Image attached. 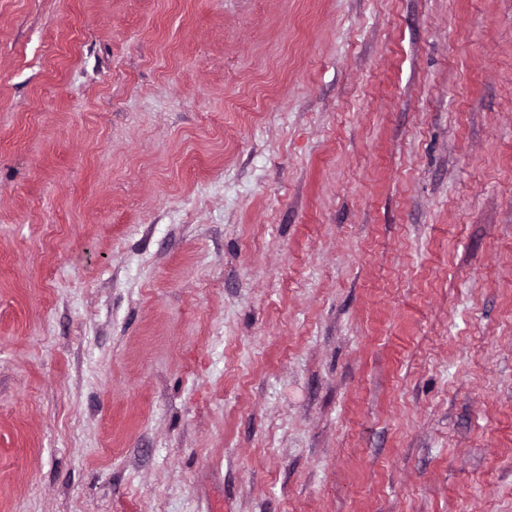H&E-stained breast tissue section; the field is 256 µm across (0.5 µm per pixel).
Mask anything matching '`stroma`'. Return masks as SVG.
<instances>
[{
  "label": "stroma",
  "mask_w": 512,
  "mask_h": 512,
  "mask_svg": "<svg viewBox=\"0 0 512 512\" xmlns=\"http://www.w3.org/2000/svg\"><path fill=\"white\" fill-rule=\"evenodd\" d=\"M0 512H512V0H0Z\"/></svg>",
  "instance_id": "35a3bbf8"
}]
</instances>
